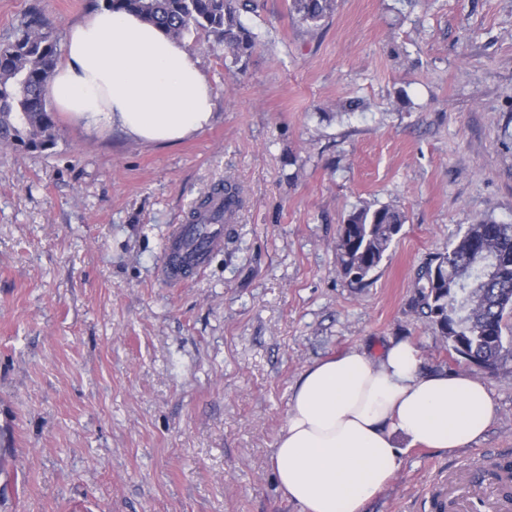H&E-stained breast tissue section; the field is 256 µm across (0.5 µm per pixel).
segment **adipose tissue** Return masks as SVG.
Listing matches in <instances>:
<instances>
[{"mask_svg":"<svg viewBox=\"0 0 512 512\" xmlns=\"http://www.w3.org/2000/svg\"><path fill=\"white\" fill-rule=\"evenodd\" d=\"M50 93L84 128L143 143L180 142L214 117L210 83L184 44L105 7L68 31ZM494 418L486 382L423 368L411 341H390L376 356L354 348L302 372L272 471L303 512H366L398 471V439L452 451L483 437Z\"/></svg>","mask_w":512,"mask_h":512,"instance_id":"adipose-tissue-1","label":"adipose tissue"}]
</instances>
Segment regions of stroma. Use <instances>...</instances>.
Returning a JSON list of instances; mask_svg holds the SVG:
<instances>
[{"instance_id": "obj_1", "label": "stroma", "mask_w": 512, "mask_h": 512, "mask_svg": "<svg viewBox=\"0 0 512 512\" xmlns=\"http://www.w3.org/2000/svg\"><path fill=\"white\" fill-rule=\"evenodd\" d=\"M256 3L244 69L183 37L214 119L180 145L60 111L50 149L0 145V512H302L271 468L295 382L392 338L485 380L496 419L463 449L403 448L368 512H434L448 471L512 457V358L448 355L410 306L466 224L512 222V0H336L315 30ZM92 9L0 0V44L30 11L62 39ZM227 180L244 206L223 249L170 286L171 227ZM381 206L406 222L352 282L339 227Z\"/></svg>"}]
</instances>
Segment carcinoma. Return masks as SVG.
<instances>
[{"mask_svg":"<svg viewBox=\"0 0 512 512\" xmlns=\"http://www.w3.org/2000/svg\"><path fill=\"white\" fill-rule=\"evenodd\" d=\"M113 11L130 12L179 39L195 31L214 37L238 64L257 35L241 13L254 11L253 0H104ZM335 0H291L301 23L317 29L331 15ZM60 50L51 24L32 11L14 40L0 45V142L27 152L54 145L57 129L47 108V92ZM205 196L190 213L195 235L240 206L239 189L224 184V210ZM405 216L383 206L348 215L336 237L341 272L362 283L380 266L400 233ZM413 308L425 317L453 351L488 371L512 358V223L481 219L466 225L448 250L429 259L417 273Z\"/></svg>","mask_w":512,"mask_h":512,"instance_id":"1","label":"carcinoma"}]
</instances>
